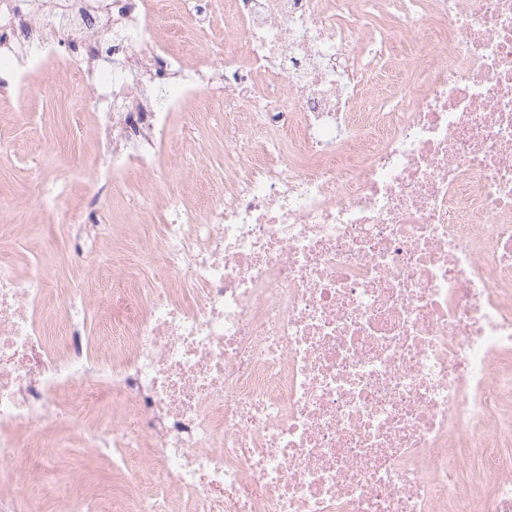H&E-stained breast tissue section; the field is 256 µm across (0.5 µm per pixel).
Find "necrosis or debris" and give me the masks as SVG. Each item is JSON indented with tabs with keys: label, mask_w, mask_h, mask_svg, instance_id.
<instances>
[{
	"label": "necrosis or debris",
	"mask_w": 512,
	"mask_h": 512,
	"mask_svg": "<svg viewBox=\"0 0 512 512\" xmlns=\"http://www.w3.org/2000/svg\"><path fill=\"white\" fill-rule=\"evenodd\" d=\"M31 3L0 0V61L110 98L97 178L162 226L96 336L98 294L0 258V512H512V0H225L218 61L165 52L155 0H55L20 42ZM216 80L200 211L174 114ZM77 443L125 491L89 497Z\"/></svg>",
	"instance_id": "obj_1"
}]
</instances>
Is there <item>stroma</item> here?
I'll return each instance as SVG.
<instances>
[{
	"instance_id": "1",
	"label": "stroma",
	"mask_w": 512,
	"mask_h": 512,
	"mask_svg": "<svg viewBox=\"0 0 512 512\" xmlns=\"http://www.w3.org/2000/svg\"><path fill=\"white\" fill-rule=\"evenodd\" d=\"M192 9L209 15L206 33L192 26ZM160 20L156 36L169 53L191 58L204 49L217 54L224 50V0H162ZM28 85L22 95L0 92V225L18 227L15 237H0V255L23 269L40 266L44 239H54L60 250H67L65 225L95 217L101 224L99 277L64 261L48 273L80 288L107 284L113 270L135 262L122 245L113 243L112 227L123 223L119 203L131 198L136 180L131 177L113 187L96 184L94 176L104 161L102 134L83 82L66 68L50 66L32 73ZM223 111V95L205 92L175 115L174 152L186 171L177 192L194 205L207 202L216 190L214 172L224 169V125L218 120ZM202 134L214 144L206 160L194 150ZM34 186L42 190L40 199L29 195Z\"/></svg>"
}]
</instances>
